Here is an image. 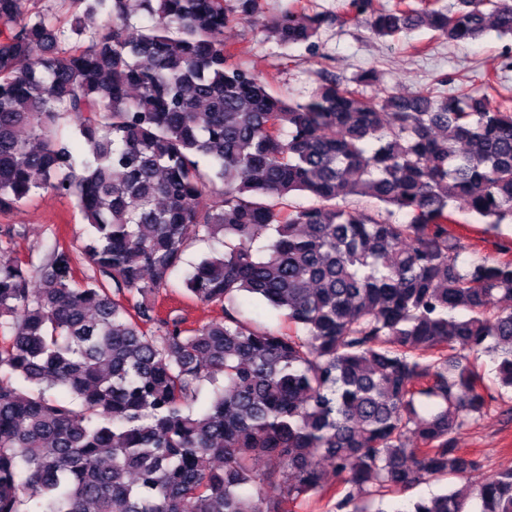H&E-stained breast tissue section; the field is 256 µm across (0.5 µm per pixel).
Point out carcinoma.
Here are the masks:
<instances>
[{"instance_id": "cac0c4a2", "label": "carcinoma", "mask_w": 512, "mask_h": 512, "mask_svg": "<svg viewBox=\"0 0 512 512\" xmlns=\"http://www.w3.org/2000/svg\"><path fill=\"white\" fill-rule=\"evenodd\" d=\"M32 2L0 0V212L49 190L87 239L36 268L0 227V512H295L310 494L387 512L478 470L455 441L495 404L512 417V243L486 256L449 225L460 201L484 234L512 224L497 78L379 100L359 92L374 70L326 74L297 101L224 29L311 49L325 18L303 8L72 0L64 28ZM341 21L512 37V0H348ZM204 239L224 251L179 273ZM173 288L224 316L184 327L160 311ZM244 297L288 325L244 317ZM392 512H512V469Z\"/></svg>"}]
</instances>
